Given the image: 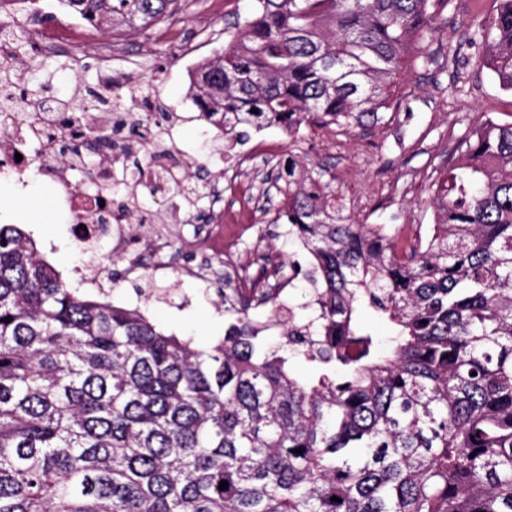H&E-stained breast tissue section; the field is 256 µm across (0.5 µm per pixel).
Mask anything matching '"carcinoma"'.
<instances>
[{"mask_svg":"<svg viewBox=\"0 0 512 512\" xmlns=\"http://www.w3.org/2000/svg\"><path fill=\"white\" fill-rule=\"evenodd\" d=\"M61 2L101 29L181 11V0ZM498 2L469 45L512 93V0ZM434 7L254 0L240 39L195 69V104L236 144L242 125L292 136L382 123ZM0 84L22 101L44 95L12 70ZM143 94L102 111L133 110ZM110 141L74 134L84 178ZM454 150L435 223L407 252L400 225L343 215L323 167L271 164L282 196L271 223L310 256L295 271L310 313L279 302L273 260L226 267L224 338L208 349L137 305L82 293L30 235L0 225V512H512V121L487 115ZM151 162L170 176L146 153L131 170ZM268 305L277 319L255 321Z\"/></svg>","mask_w":512,"mask_h":512,"instance_id":"cac0c4a2","label":"carcinoma"}]
</instances>
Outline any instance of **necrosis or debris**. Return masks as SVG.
I'll return each instance as SVG.
<instances>
[{
  "label": "necrosis or debris",
  "instance_id": "obj_1",
  "mask_svg": "<svg viewBox=\"0 0 512 512\" xmlns=\"http://www.w3.org/2000/svg\"><path fill=\"white\" fill-rule=\"evenodd\" d=\"M42 20H33L21 12L14 0H0V70L15 66L23 44L35 46L40 52L53 56L68 55V37L84 27L77 16L58 17L52 0H45ZM121 53L119 44L103 42L90 45L84 59L73 61L79 69L85 59L96 64V90L99 97L121 101L128 96L130 76L119 73L114 61ZM46 111L31 113L27 109L0 114V126L8 134L0 139V170H9L19 188H27L30 172H37L42 179L58 190L57 203L67 208L76 228L75 240L85 252L93 254L103 239H111V251L127 264L128 273L141 270L160 271L168 266L172 240L169 227L191 223L194 216V192L182 188L171 192L168 185L159 182L154 169H143L139 186L128 190L124 216L112 213L111 185L125 179L131 155L149 151L165 155L175 150V137L184 123V116L171 113L166 126H147L141 137L130 138L124 131L131 118L127 112H103L89 103L72 108L68 122H59L54 113L56 102L46 99ZM96 131L113 130L114 144L93 176V190L89 193L74 191L72 177L78 168L75 155L66 151L76 129ZM151 187L150 195L158 203L157 211L150 215L149 224L136 227L131 213L140 211V185ZM229 216L223 209L212 210L210 226L193 240L197 255L218 256L241 265L251 264L252 259L239 242L224 237V223Z\"/></svg>",
  "mask_w": 512,
  "mask_h": 512
}]
</instances>
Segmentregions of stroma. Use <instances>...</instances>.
<instances>
[{"mask_svg": "<svg viewBox=\"0 0 512 512\" xmlns=\"http://www.w3.org/2000/svg\"><path fill=\"white\" fill-rule=\"evenodd\" d=\"M252 0H192L183 12V31L192 38L195 60L176 69L164 68L170 49L162 43L146 41L145 31L125 26L116 28L131 54L144 57L135 76L155 85L161 98L188 120L179 132L178 162L205 169V181L213 173L206 164L218 142L215 129L198 117L190 90L189 75L196 62L214 59L237 33L236 25L248 16ZM496 0H452L439 14L440 26L426 41L423 56L412 62L400 86L401 105L389 121L370 129L308 126L297 137L276 130L274 149H266L259 132L236 146L243 164L239 180L251 191L246 196L225 193L224 207L243 209L250 215L251 227L240 231L228 224L225 234H242L244 244L256 253L266 254L285 265L300 260L296 245L278 234L272 224L273 211L280 198L267 182L266 158L295 156L306 166H324L338 193L346 215L361 224H400L404 227L402 244L411 247L419 233L434 221L430 204L432 186L448 164V156L458 135L484 113L500 120L512 119V94L500 89L488 71L473 60L451 63L450 57L460 42L473 34L477 15L494 13ZM66 58L43 55L20 65V72L32 83L49 85L55 95L67 96L72 80L86 87L96 84V71L86 67L80 76H72ZM16 224L37 244L40 253L58 270L63 279L77 286L82 282L79 269L108 280L114 259L108 254L89 258L72 238V226L66 215L57 212L52 200L42 191L37 179H30L25 196L13 189V178L0 174V225ZM195 227L177 228L173 251L175 263L165 272L153 274L160 286H174L175 296L167 301L142 299L130 281L109 288L110 300L140 304L146 314L165 332L191 337L197 347L207 348L224 335V308L214 284L181 280L179 266L191 255Z\"/></svg>", "mask_w": 512, "mask_h": 512, "instance_id": "stroma-1", "label": "stroma"}]
</instances>
